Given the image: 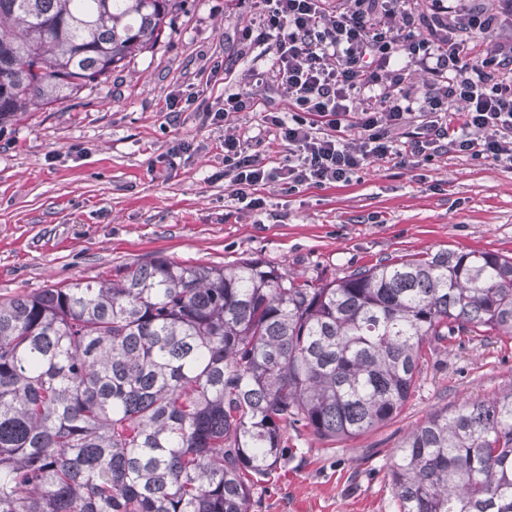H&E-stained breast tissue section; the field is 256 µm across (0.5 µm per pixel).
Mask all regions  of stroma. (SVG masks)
<instances>
[{"label": "stroma", "mask_w": 512, "mask_h": 512, "mask_svg": "<svg viewBox=\"0 0 512 512\" xmlns=\"http://www.w3.org/2000/svg\"><path fill=\"white\" fill-rule=\"evenodd\" d=\"M254 0H184L159 41L112 77L0 126V299L163 256L183 265L255 257L306 278H340L440 249L512 257V166L444 154L413 168L374 159L349 184H273L262 211L230 198L224 137L268 165L288 148L260 112L207 119L268 69L238 54ZM194 95L179 117L172 93ZM512 392V338L460 336L429 355L397 418L343 440L289 432L288 454L254 491L252 512H393L387 464L404 431L466 399Z\"/></svg>", "instance_id": "1"}]
</instances>
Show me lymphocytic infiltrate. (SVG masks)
I'll list each match as a JSON object with an SVG mask.
<instances>
[{
    "label": "lymphocytic infiltrate",
    "mask_w": 512,
    "mask_h": 512,
    "mask_svg": "<svg viewBox=\"0 0 512 512\" xmlns=\"http://www.w3.org/2000/svg\"><path fill=\"white\" fill-rule=\"evenodd\" d=\"M260 4L239 43L270 57L254 79L278 97L231 93L211 119L265 113L288 156L270 168L225 136L232 199L258 209L261 187L345 183L373 159L417 165L456 152L512 165V36L501 33L512 0H428L420 12L412 0ZM414 68L424 75L417 87L408 82ZM352 128L358 138H345Z\"/></svg>",
    "instance_id": "lymphocytic-infiltrate-1"
}]
</instances>
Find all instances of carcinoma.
<instances>
[{
  "label": "carcinoma",
  "mask_w": 512,
  "mask_h": 512,
  "mask_svg": "<svg viewBox=\"0 0 512 512\" xmlns=\"http://www.w3.org/2000/svg\"><path fill=\"white\" fill-rule=\"evenodd\" d=\"M178 6L0 0V125L123 67ZM452 336H512V259L443 249L324 280L156 256L0 299V512H250L288 429L395 419ZM388 477L397 512H512V392L431 413Z\"/></svg>",
  "instance_id": "1"
}]
</instances>
